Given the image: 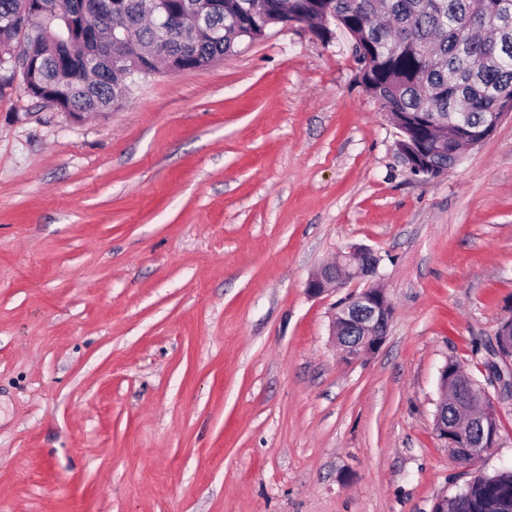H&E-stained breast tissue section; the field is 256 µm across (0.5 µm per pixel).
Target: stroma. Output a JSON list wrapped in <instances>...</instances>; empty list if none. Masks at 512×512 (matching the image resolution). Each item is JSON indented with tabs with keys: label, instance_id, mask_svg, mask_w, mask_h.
<instances>
[{
	"label": "stroma",
	"instance_id": "35a3bbf8",
	"mask_svg": "<svg viewBox=\"0 0 512 512\" xmlns=\"http://www.w3.org/2000/svg\"><path fill=\"white\" fill-rule=\"evenodd\" d=\"M343 33L275 27L76 122L0 91V512H431L512 464L476 344L512 319V115L435 178ZM370 247L393 306L345 361L310 274ZM498 403L477 468L439 370ZM448 365V378L440 377L439 373V386L443 392V398L439 402L435 415L433 431L438 440L444 442L447 448H454L462 452L470 460L481 461L484 456L492 449L495 448L498 440L499 433H496L497 424L494 419L488 421L490 436H484L480 441H475L470 432L475 423H483L490 417L497 420V409L494 401L490 399L491 407L485 406L482 414H471L468 409V402H462L459 407V420L455 427L451 429L452 434L448 436V429L451 426V418L449 412L447 417L443 414L445 405L448 407V400L454 393V382L457 379H464V374L457 362H447ZM463 376V377H462ZM448 382V383H447Z\"/></svg>",
	"mask_w": 512,
	"mask_h": 512
}]
</instances>
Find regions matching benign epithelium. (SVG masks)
<instances>
[{
	"label": "benign epithelium",
	"mask_w": 512,
	"mask_h": 512,
	"mask_svg": "<svg viewBox=\"0 0 512 512\" xmlns=\"http://www.w3.org/2000/svg\"><path fill=\"white\" fill-rule=\"evenodd\" d=\"M376 255L368 248L353 247L338 260L328 263L311 274L307 282V291L319 295L331 285L340 283L349 272L373 279L361 291L348 293L335 306L330 320V336L332 340L344 348L346 360H358L372 357L379 352L384 344L392 316V305L389 296L379 283V263L374 261ZM498 341L494 347L498 358L506 362V368H497V373L490 375L491 381L501 387V396L512 400V319L502 322L496 332ZM439 386L443 398L439 402L435 415L433 431L436 438L444 442L448 448L462 452L471 460H482L496 447L499 434L493 433L474 440L470 432L477 423L490 417H497L496 406H487L482 414L469 412L468 403L459 405V420L455 427L448 428V417L443 414L448 404V379L439 378Z\"/></svg>",
	"instance_id": "obj_1"
}]
</instances>
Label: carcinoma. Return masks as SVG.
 <instances>
[{
  "label": "carcinoma",
  "mask_w": 512,
  "mask_h": 512,
  "mask_svg": "<svg viewBox=\"0 0 512 512\" xmlns=\"http://www.w3.org/2000/svg\"><path fill=\"white\" fill-rule=\"evenodd\" d=\"M120 16L87 14L82 0H0V88L16 75L13 58L29 60L26 92L68 112L118 108L130 92L124 71L112 70L90 32L103 40L112 22L128 31L121 64L138 69L142 54L158 55L181 70L207 67L244 42L263 37L281 14L306 19L309 30L330 40V24L353 40L359 78L383 111L401 119L398 146L422 156L411 171L425 178L457 163L459 141L482 134L504 100H512V0H220L198 24L201 0H118ZM184 18L156 47L154 15ZM24 22L22 46L13 28ZM512 496V467L478 474L448 502V512H490L487 503Z\"/></svg>",
  "instance_id": "1"
}]
</instances>
